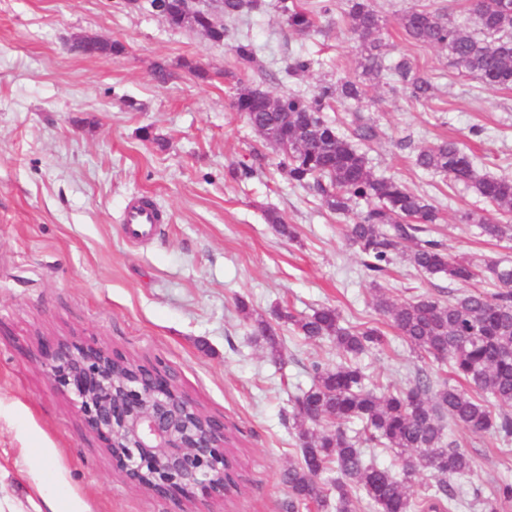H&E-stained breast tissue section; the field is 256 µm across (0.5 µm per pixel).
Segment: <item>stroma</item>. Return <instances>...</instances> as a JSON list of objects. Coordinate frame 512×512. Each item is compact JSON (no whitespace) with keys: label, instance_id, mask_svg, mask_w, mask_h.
I'll list each match as a JSON object with an SVG mask.
<instances>
[{"label":"stroma","instance_id":"1","mask_svg":"<svg viewBox=\"0 0 512 512\" xmlns=\"http://www.w3.org/2000/svg\"><path fill=\"white\" fill-rule=\"evenodd\" d=\"M466 0H371L383 24L389 60L408 57L434 86L417 101L385 85L369 86L361 105L333 103L346 130L361 110L380 129L366 150L372 172L427 193L440 209L437 236L449 252L481 265L512 260V241L481 237L464 213L488 211L462 185L413 163L414 147L462 142L482 172L512 178V90L485 87L448 62L446 51L405 40L399 16L414 6ZM280 0L230 21L231 40L170 28L148 6L124 0H0V512H288L281 474L300 455L288 423L289 399L310 383V364L332 365L330 341L306 342L281 327L271 358L237 307L254 315L279 309L307 314L336 307L345 322L384 328L388 346L361 359L365 373L404 384L435 362L410 351L373 307L371 280L344 236L352 214L322 208L313 193L277 168L246 117L230 106L232 71L250 82L270 74L272 93L312 91L326 80L361 79L347 0H334L309 36L292 34ZM89 35L118 42L120 54L70 53ZM249 38L260 70L240 66L230 43ZM298 53L317 65L285 78ZM172 76L159 81L156 63ZM204 69L207 80L189 72ZM136 110H127L125 99ZM414 146L400 149L402 139ZM263 150V173L232 177ZM147 195L169 217L159 234L126 239V203ZM276 210L294 230L267 221ZM409 300L451 291L441 274L416 272L395 259L383 282ZM95 344L135 364L170 370L179 390L224 422L239 492L210 500L175 499L132 485L104 441L86 426L70 394L53 388L40 362L45 340ZM451 439L481 467L478 487L512 482V442L461 427Z\"/></svg>","mask_w":512,"mask_h":512}]
</instances>
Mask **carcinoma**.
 Returning <instances> with one entry per match:
<instances>
[{"label":"carcinoma","instance_id":"obj_1","mask_svg":"<svg viewBox=\"0 0 512 512\" xmlns=\"http://www.w3.org/2000/svg\"><path fill=\"white\" fill-rule=\"evenodd\" d=\"M157 14L170 27L204 33L222 43L228 30L200 12L190 14L186 0H153ZM332 0H320L309 11L282 0L288 28L297 35L314 31L315 15L331 11ZM350 31L361 51L363 75L395 90L402 88L416 100L432 96V83L418 75L403 56L390 63L382 50V25L370 0H347ZM462 22L448 12L425 6L406 11L399 26L406 39L448 51L451 64L490 88L512 89V0H467ZM259 7V0H224V17L235 18ZM70 52L82 56L112 55L121 47L107 40L88 44L74 41ZM231 50L239 64L258 66L253 43L239 39ZM317 60L308 54L292 57L285 76L299 79ZM232 106L241 112L263 144L279 158L288 180L308 188L322 206L346 214L351 203L366 202V209L346 225L349 245L375 291V309L410 350L438 365H448L455 383L437 381L417 371L399 386L369 380L359 358L378 351L388 337L377 326L342 323L332 306H320L305 315L275 311L271 319L252 318L248 305L238 307L254 319L253 335L263 340L270 357H280L278 330L288 323L305 341L328 340L339 361L329 366L311 364V383L291 399L288 420L296 431L301 458L288 464L281 476L288 488V508L329 507L332 512H360L367 500L372 512H457L463 506L452 480L479 477L477 461L447 438L446 428L462 426L497 441L512 440V262L489 260L474 265L448 252L432 236L439 208L426 194L405 184L376 176L359 145L378 138V128L359 112L350 116V134L339 132L326 112L337 100L359 103L366 90L360 81L338 78L325 81L312 93L274 95L264 82L234 83ZM415 165L444 174L453 183L472 189L488 203L494 216L469 212L463 219L496 241H512V179L480 172L475 158L454 140L420 147ZM422 273H444L451 283L488 281L494 291L448 292L445 298L423 294L396 301L381 280L397 256ZM393 450L395 464L380 466L366 459L361 447ZM436 478L422 493L413 490L417 470ZM336 473L331 483L323 475ZM482 512H497L512 500V483L492 486L491 495L476 496Z\"/></svg>","mask_w":512,"mask_h":512}]
</instances>
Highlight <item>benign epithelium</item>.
Returning a JSON list of instances; mask_svg holds the SVG:
<instances>
[{"label":"benign epithelium","mask_w":512,"mask_h":512,"mask_svg":"<svg viewBox=\"0 0 512 512\" xmlns=\"http://www.w3.org/2000/svg\"><path fill=\"white\" fill-rule=\"evenodd\" d=\"M40 352L52 386L74 394L133 483L163 496L224 497V423L204 417L172 375L92 345L44 341Z\"/></svg>","instance_id":"7a95c632"}]
</instances>
